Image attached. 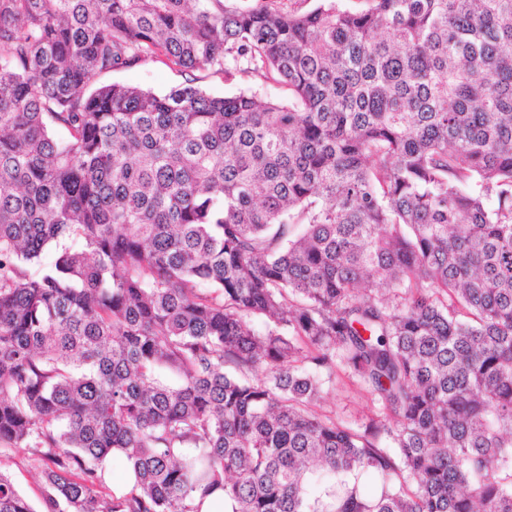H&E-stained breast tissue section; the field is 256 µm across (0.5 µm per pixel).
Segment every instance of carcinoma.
<instances>
[{"instance_id": "carcinoma-1", "label": "carcinoma", "mask_w": 512, "mask_h": 512, "mask_svg": "<svg viewBox=\"0 0 512 512\" xmlns=\"http://www.w3.org/2000/svg\"><path fill=\"white\" fill-rule=\"evenodd\" d=\"M156 55L288 99L102 82ZM0 447L45 512H512V0H0ZM316 409L353 428L379 413V405L372 401L353 377L341 369H336L335 384L325 385ZM43 463L31 448H1L0 471L37 512H43Z\"/></svg>"}]
</instances>
